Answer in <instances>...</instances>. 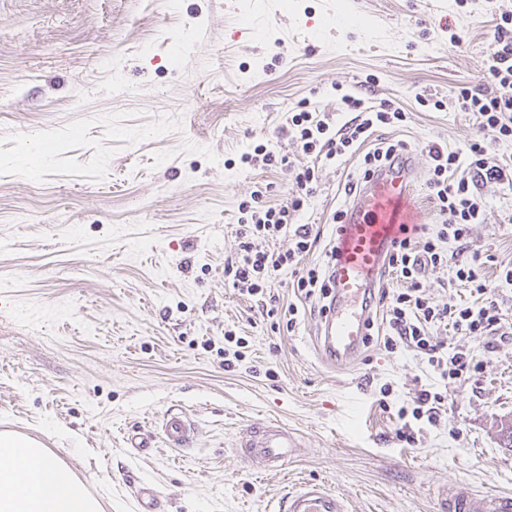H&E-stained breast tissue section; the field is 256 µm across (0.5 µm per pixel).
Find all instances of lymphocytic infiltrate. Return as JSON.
I'll use <instances>...</instances> for the list:
<instances>
[{
  "mask_svg": "<svg viewBox=\"0 0 512 512\" xmlns=\"http://www.w3.org/2000/svg\"><path fill=\"white\" fill-rule=\"evenodd\" d=\"M495 50L487 61L479 84L459 87L454 103L468 113L477 137L447 148L429 144L428 189L436 205L439 220L434 224H416L405 229L387 258V270L398 284L396 290L380 291L377 304L382 310L381 337L386 350L415 352L423 363L444 380H458L471 366L469 354L445 351L434 340L432 330L452 326L458 333L485 337L501 328L502 309L493 289L480 276L481 255L470 250V227L485 223L486 204L479 186L512 183V157L491 152L494 144L512 142V12L493 13ZM340 111L350 118L335 126L329 115L300 102L288 112L280 128L297 150L311 157L310 165L293 171L296 191L289 203L268 200L269 185L254 190L238 205L234 258L224 264V279L240 295L256 302L268 317H280L286 328H294L298 307L281 303L272 290L277 276L290 272L292 285L300 298L324 299L329 294V266L336 259L334 245H321L312 225L297 218L317 190L319 165L344 162L360 149L377 126H400L406 119L403 109L382 101L373 102L361 92H346L339 98ZM287 238L285 250L275 249L280 238ZM457 252H470L469 263L457 266L454 284L468 287L473 299L469 305L437 304L423 289L427 271L446 267L447 244ZM323 250L324 265L305 267L303 260L315 250ZM445 397L423 389L409 406L399 407V438L413 442V422L437 425L442 417Z\"/></svg>",
  "mask_w": 512,
  "mask_h": 512,
  "instance_id": "obj_1",
  "label": "lymphocytic infiltrate"
}]
</instances>
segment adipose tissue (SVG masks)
<instances>
[{
	"mask_svg": "<svg viewBox=\"0 0 512 512\" xmlns=\"http://www.w3.org/2000/svg\"><path fill=\"white\" fill-rule=\"evenodd\" d=\"M0 512H99V506L40 443L0 434Z\"/></svg>",
	"mask_w": 512,
	"mask_h": 512,
	"instance_id": "ef3b65f1",
	"label": "adipose tissue"
}]
</instances>
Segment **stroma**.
Instances as JSON below:
<instances>
[{
  "label": "stroma",
  "mask_w": 512,
  "mask_h": 512,
  "mask_svg": "<svg viewBox=\"0 0 512 512\" xmlns=\"http://www.w3.org/2000/svg\"><path fill=\"white\" fill-rule=\"evenodd\" d=\"M494 4L512 11V0H0V433L38 441L101 512H136L140 481L166 512H273L308 479L351 512H438L458 481L512 492V286L498 280L512 262V189L485 185L489 221L471 227L507 336L434 330L482 364L451 385L376 340L330 370L317 313L301 308L276 333L224 282L238 203L266 183L277 203L292 191L287 172L240 157L262 143L306 164L280 132L298 102L343 124L340 91L372 75L374 98L406 112L373 142L402 141L424 165L428 143L475 135L468 113L416 98L480 80ZM359 164L322 166L299 223L333 239ZM231 326L252 354L228 372ZM422 389L447 392L442 418L399 441L396 411ZM173 404L196 442L130 455L125 433ZM268 420L301 443L278 474L234 450Z\"/></svg>",
  "instance_id": "obj_1"
}]
</instances>
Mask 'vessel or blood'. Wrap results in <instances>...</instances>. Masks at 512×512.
I'll return each instance as SVG.
<instances>
[{
	"label": "vessel or blood",
	"mask_w": 512,
	"mask_h": 512,
	"mask_svg": "<svg viewBox=\"0 0 512 512\" xmlns=\"http://www.w3.org/2000/svg\"><path fill=\"white\" fill-rule=\"evenodd\" d=\"M419 174L415 155L401 152L365 179L347 203L330 273V300L316 336L323 361L332 367L351 364L367 344L376 293L387 256L400 236L399 227L421 220L409 206ZM197 436L194 421L173 405L162 415L159 433L132 429L125 435V444L145 457L152 454L156 439L181 450ZM296 445L293 433L276 421L248 426L236 443L242 456L261 472L282 470ZM135 495L138 512H158L159 497L152 484L138 483ZM442 508L444 512H512V493H483L459 482L446 488ZM277 512H348V507L325 484L309 481L287 491L278 501Z\"/></svg>",
	"instance_id": "1"
}]
</instances>
